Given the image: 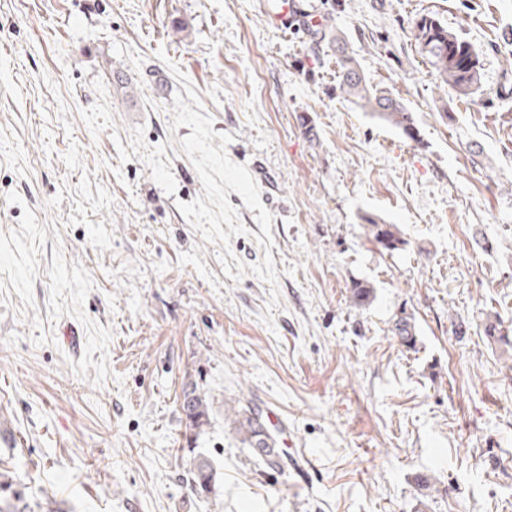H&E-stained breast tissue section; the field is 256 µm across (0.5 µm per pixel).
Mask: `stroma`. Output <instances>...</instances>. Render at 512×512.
Instances as JSON below:
<instances>
[{
	"label": "stroma",
	"mask_w": 512,
	"mask_h": 512,
	"mask_svg": "<svg viewBox=\"0 0 512 512\" xmlns=\"http://www.w3.org/2000/svg\"><path fill=\"white\" fill-rule=\"evenodd\" d=\"M305 6L325 35L264 0H0V507L512 512V346L483 333L512 328V0ZM425 14L476 94L441 87ZM336 37L416 139L347 99ZM237 401L279 416L284 470ZM413 36L441 84L450 86L459 96L475 93L481 84L482 68L479 54L469 42L429 16L415 22ZM364 221L366 237L373 242L380 251L392 254L401 250L405 245V240L397 225L386 224L372 216H366ZM182 397L187 401V408L183 409L186 430L190 436H199L204 427L209 424V404L205 395L200 392L196 384L188 383L182 387ZM234 423L241 442L251 448L260 465L272 470L281 469L286 461L283 448H276V436L269 430L259 413L249 406L238 405L234 409ZM189 474L191 475V484L197 493H212L218 473L209 457L202 453H197L193 458Z\"/></svg>",
	"instance_id": "stroma-1"
}]
</instances>
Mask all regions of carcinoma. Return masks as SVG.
Returning a JSON list of instances; mask_svg holds the SVG:
<instances>
[{"label": "carcinoma", "instance_id": "1", "mask_svg": "<svg viewBox=\"0 0 512 512\" xmlns=\"http://www.w3.org/2000/svg\"><path fill=\"white\" fill-rule=\"evenodd\" d=\"M413 36L421 54L435 69L438 80L454 89L458 95L468 97L480 87L481 63L475 48L458 35L448 31L436 19L423 16L414 24ZM336 64L340 73V88L358 107L375 115L380 121L396 128L410 139H416L415 121L403 100L385 88L369 85L360 72L356 60L349 54L346 44L335 40ZM364 232L379 250L392 254L405 245L397 225L387 224L375 217L364 218ZM187 408L182 410L186 430L199 436L209 424V404L197 385L182 387ZM236 431L241 442L251 448L260 465L279 470L285 465L284 449L277 447L276 436L269 430L262 416L248 406L234 410ZM191 484L199 494L211 493L216 484L217 470L202 453L193 458Z\"/></svg>", "mask_w": 512, "mask_h": 512}]
</instances>
